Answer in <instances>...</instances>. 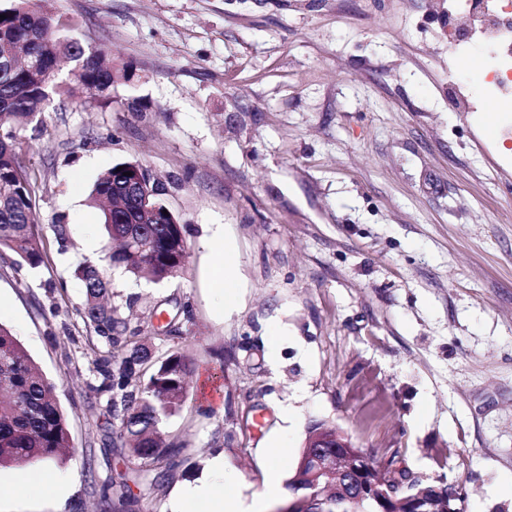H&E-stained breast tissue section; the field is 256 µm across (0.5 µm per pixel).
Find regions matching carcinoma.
Returning a JSON list of instances; mask_svg holds the SVG:
<instances>
[{
  "mask_svg": "<svg viewBox=\"0 0 512 512\" xmlns=\"http://www.w3.org/2000/svg\"><path fill=\"white\" fill-rule=\"evenodd\" d=\"M0 6V255L10 252L16 264L34 269L43 262L37 243L33 181L18 142L19 127L33 122L55 95L79 97L95 89L112 97V88L131 80L126 66L105 65L108 51H87L78 41L58 36L64 22L46 7L47 0H7ZM151 176L141 163L122 161L101 173L89 201L102 208L109 237L118 242L107 264L78 269L85 292L83 315L94 333L111 346L97 360L112 390V415L119 420L114 447L141 460L137 475L142 495L150 497L164 472L173 467L157 434L180 407L186 377L193 370L187 355L174 352L155 358L120 309L107 303L108 268L123 265L134 275L154 281L174 277L184 267L186 246L180 220L168 209L159 186L149 196L152 210L142 209L134 187ZM70 446L66 419L43 377L10 329L0 324V467L50 462ZM287 487L309 500V512H370L374 506L345 498L321 500L319 489L294 481ZM129 477L118 472L104 495H112L114 512H122Z\"/></svg>",
  "mask_w": 512,
  "mask_h": 512,
  "instance_id": "obj_1",
  "label": "carcinoma"
}]
</instances>
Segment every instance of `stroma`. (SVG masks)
Here are the masks:
<instances>
[{
    "label": "stroma",
    "instance_id": "stroma-1",
    "mask_svg": "<svg viewBox=\"0 0 512 512\" xmlns=\"http://www.w3.org/2000/svg\"><path fill=\"white\" fill-rule=\"evenodd\" d=\"M48 7L133 78L108 100L53 97L22 133L44 261L0 260V324L53 385L71 442L53 466L71 485L62 503L16 497L21 469L1 468L0 512H112L102 483L140 467L112 446L109 346L75 275L110 247L91 187L126 160L164 183L188 258L159 284L114 269L111 302L156 358L194 363L162 427L175 467L127 512H173L218 454L225 491L261 497L269 448L288 479L315 420L452 484L461 512H512V160L484 137V79L468 114L448 89L482 47L449 51L427 0Z\"/></svg>",
    "mask_w": 512,
    "mask_h": 512
}]
</instances>
